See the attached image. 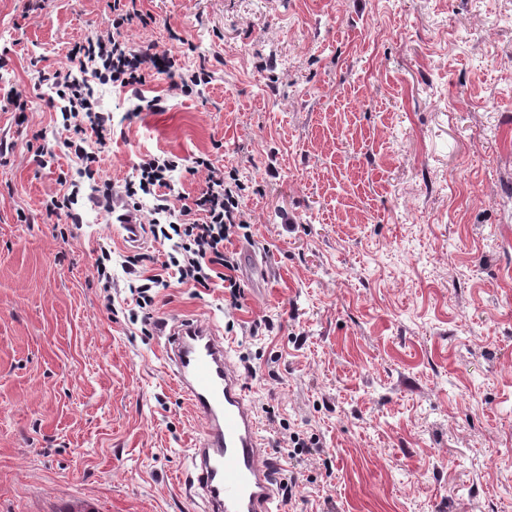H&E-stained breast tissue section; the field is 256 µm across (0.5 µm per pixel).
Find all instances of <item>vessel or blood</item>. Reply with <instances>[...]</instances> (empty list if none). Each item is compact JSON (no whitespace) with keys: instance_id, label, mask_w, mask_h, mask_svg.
I'll use <instances>...</instances> for the list:
<instances>
[{"instance_id":"vessel-or-blood-1","label":"vessel or blood","mask_w":512,"mask_h":512,"mask_svg":"<svg viewBox=\"0 0 512 512\" xmlns=\"http://www.w3.org/2000/svg\"><path fill=\"white\" fill-rule=\"evenodd\" d=\"M112 222L125 242L142 231L121 197L112 201ZM171 375L204 428L191 454L204 512H282L283 464L271 458L228 341L198 320L174 323L165 345Z\"/></svg>"}]
</instances>
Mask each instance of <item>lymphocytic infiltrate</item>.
Masks as SVG:
<instances>
[{
	"mask_svg": "<svg viewBox=\"0 0 512 512\" xmlns=\"http://www.w3.org/2000/svg\"><path fill=\"white\" fill-rule=\"evenodd\" d=\"M112 11V34L75 43L69 51V68L54 71L51 83L57 97L66 103L64 121L68 136L65 145L80 160L84 176L93 181L90 199L107 212L112 209V185L107 181L100 185L95 183L100 158L85 148L88 139L103 145L111 134V117L100 111L93 83H109L134 91L155 72L168 75L173 87L189 96L201 93L212 80L205 65L182 71L176 69L174 61L166 55L133 50L117 37V30L141 16L134 0H129L124 7L113 5ZM196 164L207 170V185L192 203L182 204L178 209L171 207L166 195L172 174L178 167L172 158L147 157L138 166V182L130 181L125 185L124 197L137 211L142 230L150 233L154 241L170 244L165 260L153 271H145L144 255H129L123 261L128 273L140 280L133 288L139 308L153 306L154 289L166 287L173 273L180 283L197 288L207 289L214 281H221L225 304L234 309L240 306L239 264L227 244L234 237L247 234L250 228L246 205L238 185L226 182L223 170L202 157L197 158ZM140 194L153 197L150 209H143L137 202Z\"/></svg>",
	"mask_w": 512,
	"mask_h": 512,
	"instance_id": "1",
	"label": "lymphocytic infiltrate"
}]
</instances>
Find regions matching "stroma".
Returning <instances> with one entry per match:
<instances>
[{"label": "stroma", "instance_id": "obj_1", "mask_svg": "<svg viewBox=\"0 0 512 512\" xmlns=\"http://www.w3.org/2000/svg\"><path fill=\"white\" fill-rule=\"evenodd\" d=\"M112 3L0 0V512H201L203 423L161 334L184 319L249 357L269 448L308 442L281 457L284 512H512V0H137L122 39L214 78L186 97L148 76L160 107L131 120L112 90L101 177L175 157L176 207L209 156L253 234L231 245L241 309L172 277L147 323L42 79ZM71 191L79 224L44 207Z\"/></svg>", "mask_w": 512, "mask_h": 512}]
</instances>
